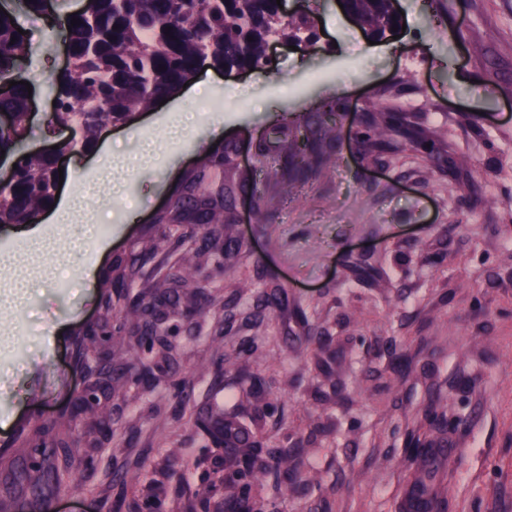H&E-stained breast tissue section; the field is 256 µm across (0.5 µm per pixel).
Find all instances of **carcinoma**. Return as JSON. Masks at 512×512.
Instances as JSON below:
<instances>
[{"label": "carcinoma", "instance_id": "obj_1", "mask_svg": "<svg viewBox=\"0 0 512 512\" xmlns=\"http://www.w3.org/2000/svg\"><path fill=\"white\" fill-rule=\"evenodd\" d=\"M19 5L39 14L46 0H0V84L16 82L12 95L0 98V111L14 121L11 130L0 131V151L14 155L17 164L14 181L0 189L1 224L27 223L30 216L52 204L55 190L54 160L27 156L19 147L18 133L29 109L28 90L21 81L34 52L29 32L17 31ZM349 11L354 22L373 37L401 25L393 0H349ZM73 18L81 23L70 26ZM63 22L71 27L65 37L69 65L51 80L50 90L57 103L52 121L70 122L80 132L79 140L65 144L67 150L90 147L107 124L125 121L134 112L150 109L157 99L177 93L208 63L257 70L269 64L270 37L298 40L307 31L309 45L317 40L308 16H285L276 0H92L87 10L65 14ZM339 119L335 106L323 104L304 122L283 125L259 143L263 183L249 172L236 170V144L226 142L214 149L202 163L204 171L188 178L172 201L168 223L191 226L208 244L220 236V226L233 223L234 201L241 194L253 200L255 223H271L268 202L272 198L309 181L333 162ZM356 148L367 157L419 151L436 169L453 170L448 152L405 112L368 107ZM204 281L203 277L189 282L182 265L171 269L153 289L121 291L127 305L121 324L129 325L144 356L137 366L115 368L113 373H132L133 381L153 385L157 364L150 354L155 342L167 348L166 337L178 330L174 317L190 320L209 301ZM286 303L285 288L273 282L259 286L256 313H272ZM237 377L252 391L268 390L266 381L249 368L240 369ZM196 425L217 446L215 460L225 471L222 484L232 489V494L216 501V484L202 488L201 495L214 501L215 512H262L254 489L264 484L284 494L307 491L297 471L301 449L263 446L237 412H209L197 417ZM436 473L424 469L415 475L398 512H434ZM14 479L39 512H48L51 500L66 484L61 462L48 456L38 464L16 466Z\"/></svg>", "mask_w": 512, "mask_h": 512}]
</instances>
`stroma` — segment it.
<instances>
[{"instance_id": "1", "label": "stroma", "mask_w": 512, "mask_h": 512, "mask_svg": "<svg viewBox=\"0 0 512 512\" xmlns=\"http://www.w3.org/2000/svg\"><path fill=\"white\" fill-rule=\"evenodd\" d=\"M396 6L405 32L373 43L338 0H286L289 14L315 17V46L281 42L267 69L208 65L186 86L187 112L204 94L237 100L223 125L201 116L182 141L168 142L150 125L164 112L157 105L103 129L116 156L133 153V136L160 141L152 162L122 171L123 192L88 193L87 212L110 226V250L76 258L68 291L36 278L25 305H0V327L9 328L0 339V463L29 457L38 422L53 425L75 455H92V475L74 468L80 489L53 498L50 512H146L149 501L159 512H205L196 492L216 450L194 421L226 401L257 440L304 451L306 496L264 487L265 512H397L429 463L417 445L446 451L435 482L446 512H512V0ZM29 27L34 43L53 47L27 71L36 110L24 145L39 152L68 136L52 124L45 91L67 56L59 26ZM326 102L341 115L337 162L274 198L272 224L241 212L228 234L243 248L213 279L211 305L175 336L168 380L150 393L114 383L100 401L113 430L102 439L73 400L97 348L93 323L105 303L124 306L118 273L132 255L149 254L132 279L139 290L181 262L183 236L156 218L208 149L233 139L253 151L271 127ZM370 102L415 117L459 172L433 170L416 151L360 155L356 131ZM478 194L493 205L474 204ZM357 260L382 281L356 284ZM269 278L287 290V306L248 317L251 293ZM316 331L318 343L309 339ZM242 366L265 378L267 392L234 387ZM165 458L171 464L158 472Z\"/></svg>"}]
</instances>
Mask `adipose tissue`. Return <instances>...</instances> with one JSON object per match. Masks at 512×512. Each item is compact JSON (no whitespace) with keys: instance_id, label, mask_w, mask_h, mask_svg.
I'll use <instances>...</instances> for the list:
<instances>
[{"instance_id":"ef3b65f1","label":"adipose tissue","mask_w":512,"mask_h":512,"mask_svg":"<svg viewBox=\"0 0 512 512\" xmlns=\"http://www.w3.org/2000/svg\"><path fill=\"white\" fill-rule=\"evenodd\" d=\"M18 236L26 244L24 251L0 252V269L11 274L5 299L15 305L24 302L33 278H53L62 266L69 263L77 250L73 244L65 249L58 248L38 226L22 228Z\"/></svg>"}]
</instances>
